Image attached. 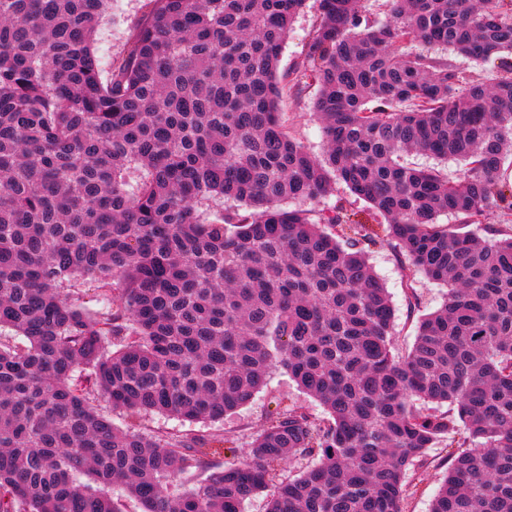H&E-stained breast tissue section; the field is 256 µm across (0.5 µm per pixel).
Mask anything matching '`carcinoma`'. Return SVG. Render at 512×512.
I'll return each mask as SVG.
<instances>
[{
	"label": "carcinoma",
	"instance_id": "1",
	"mask_svg": "<svg viewBox=\"0 0 512 512\" xmlns=\"http://www.w3.org/2000/svg\"><path fill=\"white\" fill-rule=\"evenodd\" d=\"M305 2L147 0L103 69L108 0H0V512H123L116 486L143 512H405L435 448L431 512H512V0H319L281 74ZM310 87L320 155L280 111ZM338 184L369 220L289 207ZM367 242L410 313L416 275L447 287L402 355ZM276 370L324 413L214 464ZM316 1L307 0L306 7L293 25L280 59L279 73L281 74L291 70L304 56L309 35L318 16Z\"/></svg>",
	"mask_w": 512,
	"mask_h": 512
}]
</instances>
